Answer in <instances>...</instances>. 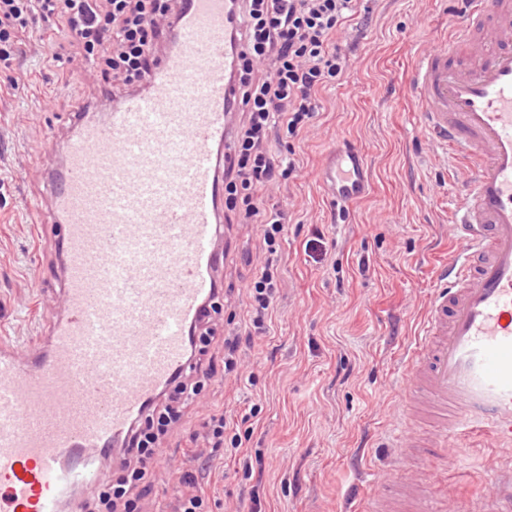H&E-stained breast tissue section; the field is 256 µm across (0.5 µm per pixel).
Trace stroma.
<instances>
[{"mask_svg":"<svg viewBox=\"0 0 512 512\" xmlns=\"http://www.w3.org/2000/svg\"><path fill=\"white\" fill-rule=\"evenodd\" d=\"M464 16L462 0H368L338 31L346 71L319 90L314 123L289 138L295 173L267 192L289 216L267 331L247 349L240 376L225 374L222 349L211 350V383L163 443L175 473L200 477L210 512H364L371 485L402 507V485L412 479L448 506L471 504L512 462L482 436L469 439L459 458L448 447L429 453L423 425L399 471L381 464L401 360L437 292L438 267L456 249L450 203L465 177L416 127L411 66L416 52L440 43ZM19 76L31 83L22 98L7 91ZM98 101L80 58L50 61L35 40L15 70L0 69V336L27 350L59 307L57 229L43 166L60 159L72 113ZM340 138L363 146L370 171L367 196L346 209L328 203L315 178ZM34 215L48 223L43 236L29 223ZM317 236L318 263L306 253ZM221 246L220 332L246 314L261 230L225 224ZM213 412L241 438L238 453L184 454L187 432ZM243 457L252 474L243 472Z\"/></svg>","mask_w":512,"mask_h":512,"instance_id":"1","label":"stroma"}]
</instances>
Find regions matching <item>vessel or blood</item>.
I'll return each instance as SVG.
<instances>
[{"label": "vessel or blood", "mask_w": 512, "mask_h": 512, "mask_svg": "<svg viewBox=\"0 0 512 512\" xmlns=\"http://www.w3.org/2000/svg\"><path fill=\"white\" fill-rule=\"evenodd\" d=\"M229 0H186L177 44L145 90L79 114L61 164H47L59 226L61 305L28 352L0 339V512H63L106 477L100 459L183 372L188 327L218 296L214 249L231 140L236 58ZM469 48L475 62L450 55ZM413 110L466 173L453 212L456 256L439 277L403 366L396 447L475 435L512 450V0H468L465 19L418 55ZM333 204L368 192L366 157L337 142L315 173Z\"/></svg>", "instance_id": "obj_1"}]
</instances>
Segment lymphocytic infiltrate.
I'll return each instance as SVG.
<instances>
[{
    "mask_svg": "<svg viewBox=\"0 0 512 512\" xmlns=\"http://www.w3.org/2000/svg\"><path fill=\"white\" fill-rule=\"evenodd\" d=\"M358 7L359 0H235L231 41L237 64L230 79L233 109L244 119L224 160V207L238 223L263 228L265 258L248 292L249 326L219 339L207 323L193 326L184 376L138 422L123 443L122 465L79 503V512H143L142 501L163 466V438L213 377L203 364L209 347L221 341L224 372L232 375L243 345L265 335L280 290L277 240L287 213L268 203L264 191L294 172L278 161L269 135L282 127L294 137L312 124L319 89L346 70L335 36ZM183 8L184 0H0V66L11 68L25 34L42 22L51 58L76 50L102 77L101 98L113 102L145 87L163 52L175 46Z\"/></svg>",
    "mask_w": 512,
    "mask_h": 512,
    "instance_id": "1",
    "label": "lymphocytic infiltrate"
}]
</instances>
